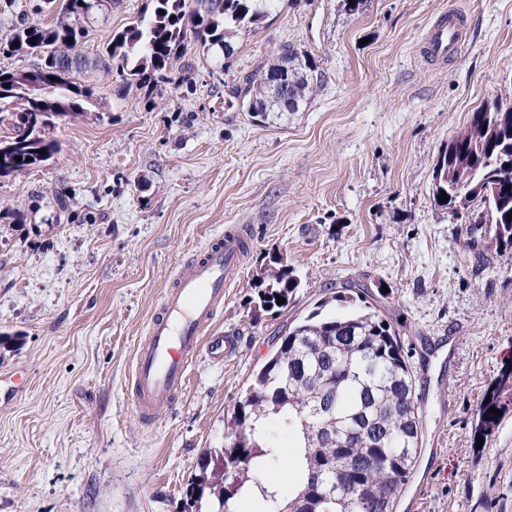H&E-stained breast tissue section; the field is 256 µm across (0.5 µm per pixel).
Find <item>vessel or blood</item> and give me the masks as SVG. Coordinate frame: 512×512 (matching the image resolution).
Wrapping results in <instances>:
<instances>
[{
    "instance_id": "1",
    "label": "vessel or blood",
    "mask_w": 512,
    "mask_h": 512,
    "mask_svg": "<svg viewBox=\"0 0 512 512\" xmlns=\"http://www.w3.org/2000/svg\"><path fill=\"white\" fill-rule=\"evenodd\" d=\"M463 34L461 19L448 14L427 30L423 49L431 57L452 56ZM243 248V234L227 228L175 273L135 351L130 398L140 420L152 421L177 402L189 367L202 353L220 358L232 346V338L212 335L211 328L224 290L240 268Z\"/></svg>"
}]
</instances>
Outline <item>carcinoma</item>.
Wrapping results in <instances>:
<instances>
[{"mask_svg":"<svg viewBox=\"0 0 512 512\" xmlns=\"http://www.w3.org/2000/svg\"><path fill=\"white\" fill-rule=\"evenodd\" d=\"M33 0L32 20L14 26L3 51L35 60L31 71L41 80L40 103L25 98L14 71L0 68V136L18 144L0 159V178L30 171L60 149L52 137L61 107L76 116L101 104L94 88L81 82L86 60L79 52L89 0ZM125 30L114 36L99 64L126 84L154 89L173 73L174 61L194 40L204 56L228 60L239 32L267 18L280 0H150ZM35 39L29 43V39ZM18 47L13 48L11 44ZM288 72L290 104L297 112L321 88L323 74L314 57L294 44L281 45L270 62L244 78L245 88L231 94L263 112H283L269 73ZM44 112L41 125H29L23 111ZM21 161H15L16 157ZM432 194L454 210L470 196L477 220L467 229V246L493 234L496 246L512 249V106L495 97L473 112L467 127L448 140L434 167ZM299 279L292 268L271 261L258 281V303L266 309L288 306ZM285 303L277 304V298ZM317 306L280 337L271 357L254 373L231 414L234 433L228 447L206 458L190 492L200 502H218V512H235L236 499L257 474L279 459L265 428L274 416L293 429L303 451L293 461L296 495L283 502L276 489L260 488L263 512H396L420 451L423 417L413 371L395 326L371 306L336 316ZM512 391V364L501 367L481 401L475 435L486 437L507 411L503 395ZM320 471L321 483L311 474Z\"/></svg>","mask_w":512,"mask_h":512,"instance_id":"1","label":"carcinoma"}]
</instances>
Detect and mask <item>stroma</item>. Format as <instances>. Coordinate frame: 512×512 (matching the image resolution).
<instances>
[{
    "label": "stroma",
    "instance_id": "35a3bbf8",
    "mask_svg": "<svg viewBox=\"0 0 512 512\" xmlns=\"http://www.w3.org/2000/svg\"><path fill=\"white\" fill-rule=\"evenodd\" d=\"M149 0H112L87 26L101 57ZM466 23L462 51L420 53L431 23ZM324 75L297 112L261 118L230 96L281 44ZM224 70L188 50L190 79L153 92L88 68L100 106L59 124V152L0 178V512H195L190 488L254 373L320 303L348 291L390 320L409 353L421 451L397 512H512V409L474 446L479 404L512 360V250L475 259L468 215L432 197L448 140L485 100L512 105V0H282L240 34ZM65 193L67 209L56 204ZM250 249L224 290V361L200 356L183 396L145 426L131 405L134 353L183 263L225 226ZM301 284L287 308L257 303L271 257ZM267 486L295 493V439Z\"/></svg>",
    "mask_w": 512,
    "mask_h": 512
}]
</instances>
